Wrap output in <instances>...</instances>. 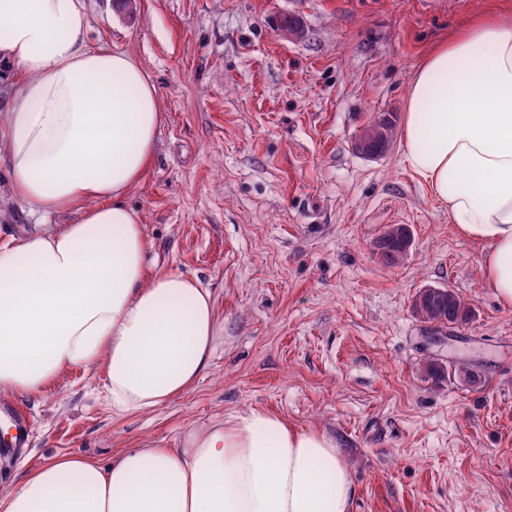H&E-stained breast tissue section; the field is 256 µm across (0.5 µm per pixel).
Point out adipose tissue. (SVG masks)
<instances>
[{
  "mask_svg": "<svg viewBox=\"0 0 512 512\" xmlns=\"http://www.w3.org/2000/svg\"><path fill=\"white\" fill-rule=\"evenodd\" d=\"M81 0H0V60L22 85L0 120L12 194L28 214L74 212L0 246V394L36 395L58 374L104 367L112 407L154 409L208 368L214 302L197 279L147 275V242L123 198L163 122L130 54L86 42ZM405 161L466 240L484 246L512 303V25L489 11L419 65ZM334 442L250 409L176 447L101 464L59 455L0 491V512H351Z\"/></svg>",
  "mask_w": 512,
  "mask_h": 512,
  "instance_id": "1",
  "label": "adipose tissue"
}]
</instances>
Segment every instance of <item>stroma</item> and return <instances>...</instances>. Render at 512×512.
<instances>
[{"label":"stroma","instance_id":"stroma-1","mask_svg":"<svg viewBox=\"0 0 512 512\" xmlns=\"http://www.w3.org/2000/svg\"><path fill=\"white\" fill-rule=\"evenodd\" d=\"M81 2L87 43L132 54L157 88L164 121L124 202L148 272L211 291L214 351L149 411H114L100 366L20 396L36 427L0 460V490L57 455L106 463L256 408L334 441L352 512H512V304L405 164L402 135L378 159L356 148L370 115L401 120L434 47L512 0H140L131 16ZM287 17L303 39L282 35ZM8 182L0 155V244L36 224ZM392 224L413 243L388 267L375 243ZM427 285L472 304L451 333L490 357L481 385L421 373L438 355L412 311Z\"/></svg>","mask_w":512,"mask_h":512}]
</instances>
